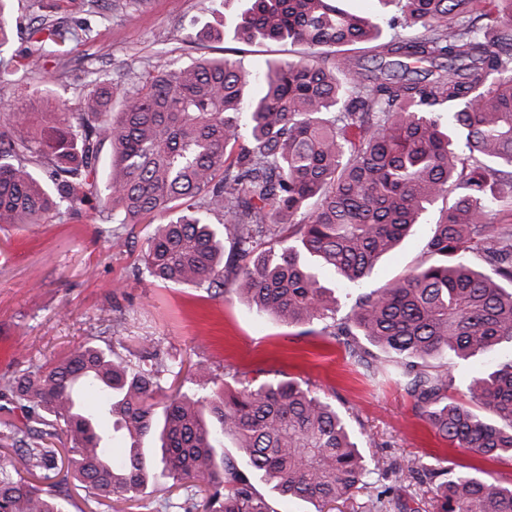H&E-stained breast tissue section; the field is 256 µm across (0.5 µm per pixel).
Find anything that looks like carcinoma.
Returning a JSON list of instances; mask_svg holds the SVG:
<instances>
[{
    "label": "carcinoma",
    "mask_w": 512,
    "mask_h": 512,
    "mask_svg": "<svg viewBox=\"0 0 512 512\" xmlns=\"http://www.w3.org/2000/svg\"><path fill=\"white\" fill-rule=\"evenodd\" d=\"M339 2L246 0L236 38L308 52L258 70L226 57L161 66L125 91L115 117L110 82L94 87L90 112L3 102L0 224H36L60 201L77 214L100 188L111 238L169 213L140 256L156 281L222 293L227 241L257 313L343 338L354 362L393 367L450 446L512 459V359L470 383L481 412L448 396L453 365L512 344V228L488 223L500 177H512V0H393L387 27L416 34L390 37ZM33 33L46 38L31 73L45 45L79 37L61 24ZM448 196L423 247L429 260L336 318L325 274L368 277ZM182 372L165 383L155 365L87 344L1 376L0 398L22 419L4 424L0 447L23 449L27 475L0 460V512H67L53 492L63 470L109 508L164 480L205 493L203 512H276L259 485L324 505L366 485L360 440L308 382L189 393ZM390 469L443 478L435 512H512V486L452 468Z\"/></svg>",
    "instance_id": "obj_1"
}]
</instances>
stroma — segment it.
<instances>
[{"label":"stroma","instance_id":"obj_1","mask_svg":"<svg viewBox=\"0 0 512 512\" xmlns=\"http://www.w3.org/2000/svg\"><path fill=\"white\" fill-rule=\"evenodd\" d=\"M242 7V0H12L10 39L0 48V64L9 71L0 80V99L38 108L60 103L82 112L99 80L123 89L155 67L185 66L196 57L220 58L231 50L252 68L303 53L299 44L241 46L229 36L205 37L207 27H218ZM41 19L86 24L91 34L46 54L37 78L28 73L27 62L35 46L31 29ZM445 206L439 200L429 207L402 246L350 288L339 317L348 315L352 296L423 260L424 242ZM99 227L89 207L78 215L53 213L38 224H0V376L32 364L49 366L89 342L101 346L121 338L134 353L148 352L164 363L203 365V372L191 375L193 390L206 392L213 380L251 379L261 371L309 381L319 394L333 398L361 437L371 472L366 488L347 501L320 509L277 498L276 512H399L403 506L434 512L433 485L397 480L390 470L397 459L420 467L473 469L481 478L512 484V460L450 447L419 416L403 385L370 377L338 340L258 316L232 276L220 295L156 282L139 262L145 225L132 237L112 241ZM510 359L512 345L503 343L453 367L451 397L467 402L471 380Z\"/></svg>","mask_w":512,"mask_h":512}]
</instances>
